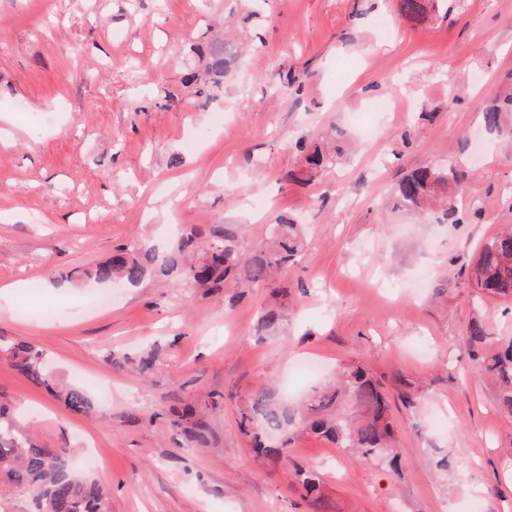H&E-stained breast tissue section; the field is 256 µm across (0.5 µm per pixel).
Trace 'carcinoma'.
Listing matches in <instances>:
<instances>
[{
	"label": "carcinoma",
	"instance_id": "carcinoma-1",
	"mask_svg": "<svg viewBox=\"0 0 512 512\" xmlns=\"http://www.w3.org/2000/svg\"><path fill=\"white\" fill-rule=\"evenodd\" d=\"M428 0H401V12L407 19H417L425 11ZM237 56L225 44L215 43L206 62L204 89L220 88L236 67ZM512 113V88L504 87L491 93L482 111V122L490 133L505 130V117ZM294 150L302 158L301 168L288 172V178L309 181L313 176L336 162L340 146L323 148L311 145L301 137ZM397 200L420 210H440L450 224L459 222L456 202L463 195L462 178L452 166L418 169L404 177L393 189ZM206 244L193 230L181 231L173 244L161 254L150 250L122 248L111 259L81 270L78 277L96 282L118 280L128 286L140 285L147 276L160 274L175 284H187L205 294L219 293L224 279L233 275L241 286L250 288L263 284L272 293L287 297L288 292L277 286L276 273L292 266L304 250L302 225L287 214H280L272 225L266 245L248 257L242 256L232 232L217 224ZM473 272L477 287L500 298L512 299V226L494 235L480 250ZM278 308L264 310L255 332L263 336L281 323ZM488 331L479 321L468 327L467 342L471 359L479 372L492 379L498 387L500 407L512 415V338L491 354L483 355L480 347ZM0 354L10 359L17 370L34 385L53 393L64 406L77 414L96 413L97 403L81 386L62 383L49 371L44 352L27 344L0 345ZM114 369L135 365L143 376L152 374L158 359V349L152 348L136 358L115 352L108 353ZM221 395L210 394L206 399L186 402L169 408V429L187 440L203 444L206 441L205 410L215 406ZM239 430L251 440L252 448L262 458L286 457L292 440L300 431H308L326 439L338 448H346L366 465L380 457L389 464L397 461L396 449L389 444L393 435L389 408L377 385L360 366H348L336 381L315 388L303 405V412H288L280 407L265 388L255 391L240 408ZM280 433L276 444L267 441V431ZM298 482L308 493L318 490L319 479L309 469L298 467ZM17 492L27 495L35 512H112L111 501L104 486L90 471L79 469L74 455L64 450L42 447L24 433L8 402L0 397V493Z\"/></svg>",
	"mask_w": 512,
	"mask_h": 512
}]
</instances>
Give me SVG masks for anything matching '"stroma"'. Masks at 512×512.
Instances as JSON below:
<instances>
[{
	"label": "stroma",
	"instance_id": "obj_1",
	"mask_svg": "<svg viewBox=\"0 0 512 512\" xmlns=\"http://www.w3.org/2000/svg\"><path fill=\"white\" fill-rule=\"evenodd\" d=\"M244 12L0 0V336L42 349L102 408L72 413L1 359L0 392L44 447L99 451L112 512H512V415L466 341L475 320L493 346L512 336V300L478 298L470 271L512 225V142L480 122L512 78V0H442L420 22L400 0H266L238 30L242 68L203 101L206 53ZM336 130L348 146L334 169L285 180L299 135ZM448 164L462 223L391 198L411 171ZM280 213L308 239L279 273L281 302L229 280L204 296L160 276L109 289L70 276L121 247L164 249L178 226L224 225L248 254ZM275 304L278 331L255 335ZM153 346L147 377L107 360ZM346 364L385 392L398 466L307 433L287 460L256 457L236 424L251 394L294 408ZM212 392L224 404L205 415V444L173 436L162 410ZM298 465L317 474L318 500Z\"/></svg>",
	"mask_w": 512,
	"mask_h": 512
}]
</instances>
